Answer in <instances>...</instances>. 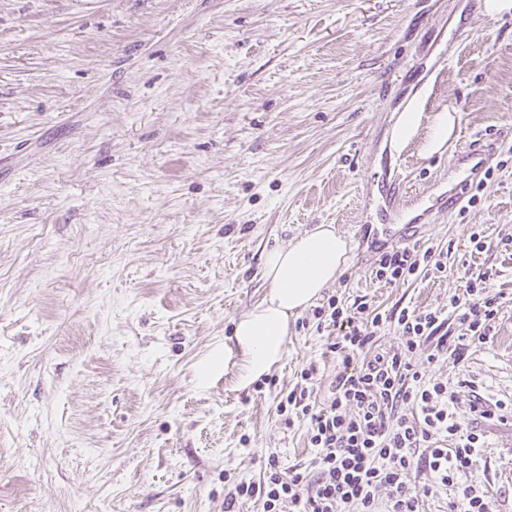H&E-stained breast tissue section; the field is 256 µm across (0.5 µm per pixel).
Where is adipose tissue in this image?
<instances>
[{"mask_svg":"<svg viewBox=\"0 0 512 512\" xmlns=\"http://www.w3.org/2000/svg\"><path fill=\"white\" fill-rule=\"evenodd\" d=\"M457 113H401L392 132L398 148L422 138L427 152L444 150ZM348 244L333 225L320 224L274 247L263 256L267 291L263 300L235 324L234 343L225 347V358H238V384L248 387L268 374L286 352L291 317L318 299L333 284L347 262Z\"/></svg>","mask_w":512,"mask_h":512,"instance_id":"adipose-tissue-1","label":"adipose tissue"}]
</instances>
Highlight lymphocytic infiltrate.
<instances>
[{"label": "lymphocytic infiltrate", "instance_id": "obj_1", "mask_svg": "<svg viewBox=\"0 0 512 512\" xmlns=\"http://www.w3.org/2000/svg\"><path fill=\"white\" fill-rule=\"evenodd\" d=\"M445 270L440 253L415 245L383 252L374 276L393 285ZM490 276L487 270L470 275L447 313L403 305L382 313L363 301L348 305L333 297L317 307L319 323L342 330L326 346L339 364L332 394L316 401L312 380L318 366L312 363L278 404L286 426L307 423L312 463L286 475L270 463L262 480L228 490L226 507L256 497L263 512H280L285 502L294 512H421L413 491L421 479L429 492L447 494L448 512H499L487 485L470 478L484 435L461 427L456 382L427 379L416 361L422 352L430 363L443 356L459 363L488 342L502 307L485 286ZM454 321L463 326L462 335L452 334ZM388 323L401 330V345L373 352L377 333Z\"/></svg>", "mask_w": 512, "mask_h": 512}]
</instances>
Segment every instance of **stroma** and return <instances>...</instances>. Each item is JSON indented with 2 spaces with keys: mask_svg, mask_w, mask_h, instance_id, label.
<instances>
[{
  "mask_svg": "<svg viewBox=\"0 0 512 512\" xmlns=\"http://www.w3.org/2000/svg\"><path fill=\"white\" fill-rule=\"evenodd\" d=\"M459 111L443 152L390 145L399 113ZM493 173L474 205L470 140ZM512 14L470 0H0V512H224V494L309 465L279 393L338 368L312 308L287 351L242 389L198 369L263 298L262 255L319 224L347 241L324 297L447 309L495 267V334L461 363L424 364L474 395L512 399ZM405 208L386 216L389 165ZM420 224H412L415 216ZM448 252L439 278L372 272L399 242ZM471 474L512 512V425L483 422ZM479 145V143L473 145L470 143L467 147L470 152H477L472 154L471 158L478 160L472 166L470 176L459 182L448 192V211L455 210L461 206L468 196L471 186H473L474 182L481 175L482 169L486 165V158L480 157L482 156V150L479 149Z\"/></svg>",
  "mask_w": 512,
  "mask_h": 512,
  "instance_id": "35a3bbf8",
  "label": "stroma"
}]
</instances>
